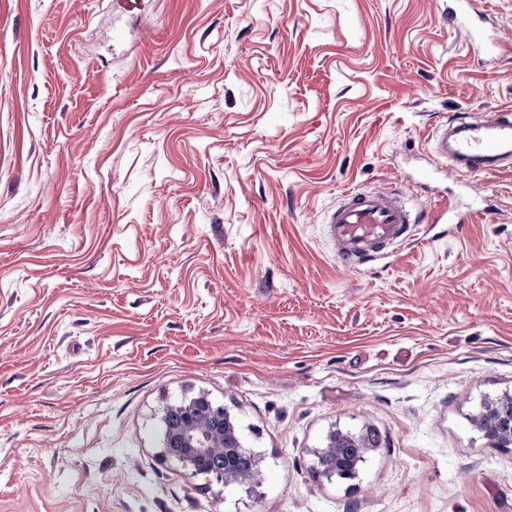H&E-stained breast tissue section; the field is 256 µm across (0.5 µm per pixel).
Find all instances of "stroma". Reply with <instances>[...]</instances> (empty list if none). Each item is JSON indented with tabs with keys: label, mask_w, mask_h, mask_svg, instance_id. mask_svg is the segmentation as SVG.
Here are the masks:
<instances>
[{
	"label": "stroma",
	"mask_w": 512,
	"mask_h": 512,
	"mask_svg": "<svg viewBox=\"0 0 512 512\" xmlns=\"http://www.w3.org/2000/svg\"><path fill=\"white\" fill-rule=\"evenodd\" d=\"M512 107L448 0H0V512H512V170L489 218L340 264L352 188L434 206L449 119ZM206 393L259 455L161 456ZM340 429L378 442L313 474ZM502 405H507L505 410ZM478 426L497 442L512 443V397L485 406L477 418Z\"/></svg>",
	"instance_id": "1"
}]
</instances>
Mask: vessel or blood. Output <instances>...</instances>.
Instances as JSON below:
<instances>
[{
    "mask_svg": "<svg viewBox=\"0 0 512 512\" xmlns=\"http://www.w3.org/2000/svg\"><path fill=\"white\" fill-rule=\"evenodd\" d=\"M448 23L463 35L467 52L477 62L501 56L497 33L473 0H454ZM435 151L453 162L462 184L473 173L501 170L506 161H512V110L501 109L474 122L452 125L449 132L439 134ZM476 216V210H460L453 198L441 199L432 211L418 212L402 191L359 188L342 193L324 222L339 260L355 269L411 241L417 225L470 224Z\"/></svg>",
    "mask_w": 512,
    "mask_h": 512,
    "instance_id": "b4317fda",
    "label": "vessel or blood"
}]
</instances>
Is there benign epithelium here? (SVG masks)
I'll return each mask as SVG.
<instances>
[{
    "label": "benign epithelium",
    "mask_w": 512,
    "mask_h": 512,
    "mask_svg": "<svg viewBox=\"0 0 512 512\" xmlns=\"http://www.w3.org/2000/svg\"><path fill=\"white\" fill-rule=\"evenodd\" d=\"M209 403L210 399L202 394L189 401L168 404L163 408V417L176 413L180 416V421L171 430L161 456L165 460L180 462L185 473L194 477L200 463L222 451L229 463L223 469L206 475V481L217 487L227 484L249 486L257 479V471L241 473L230 464L236 454L245 451L231 412L222 406L220 411L224 412V420H214L208 414ZM477 424L493 440L511 444L512 397L486 405L477 418ZM370 447L372 442L366 436L356 437L335 432L330 435L327 446L319 452L318 457L334 458L337 466L334 474L341 479H351L355 475L357 464L362 461L363 453Z\"/></svg>",
    "instance_id": "obj_1"
}]
</instances>
